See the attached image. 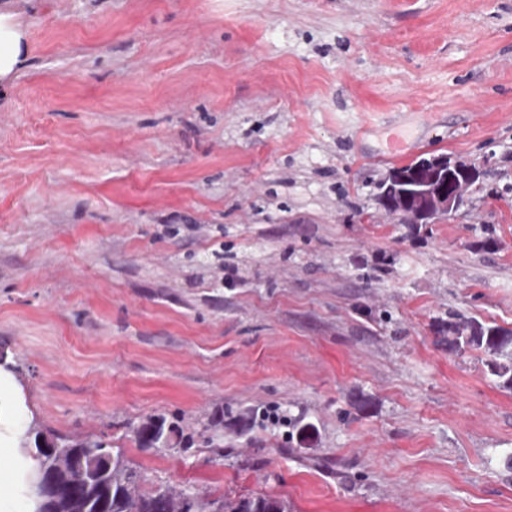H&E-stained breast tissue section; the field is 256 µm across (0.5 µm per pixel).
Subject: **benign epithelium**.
<instances>
[{
	"instance_id": "benign-epithelium-1",
	"label": "benign epithelium",
	"mask_w": 512,
	"mask_h": 512,
	"mask_svg": "<svg viewBox=\"0 0 512 512\" xmlns=\"http://www.w3.org/2000/svg\"><path fill=\"white\" fill-rule=\"evenodd\" d=\"M480 171L469 164L453 161L446 155L434 156L416 168H392L384 177L386 183H397L398 197L383 196L380 204L386 214L404 224H429L450 217L463 204L461 188L479 180ZM37 494L44 501L54 499L59 488L51 471H41Z\"/></svg>"
}]
</instances>
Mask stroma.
<instances>
[{
  "label": "stroma",
  "instance_id": "35a3bbf8",
  "mask_svg": "<svg viewBox=\"0 0 512 512\" xmlns=\"http://www.w3.org/2000/svg\"><path fill=\"white\" fill-rule=\"evenodd\" d=\"M0 423L289 512H512V0H0ZM482 175L432 224L391 169ZM223 413V445L205 428ZM154 415L194 448L144 451ZM27 35L16 15L0 6V82L13 78L27 55ZM448 330L456 335V346H461L462 341L465 346L487 351L493 357L491 372L512 389V331L479 322H470L463 328L460 324H449Z\"/></svg>",
  "mask_w": 512,
  "mask_h": 512
}]
</instances>
